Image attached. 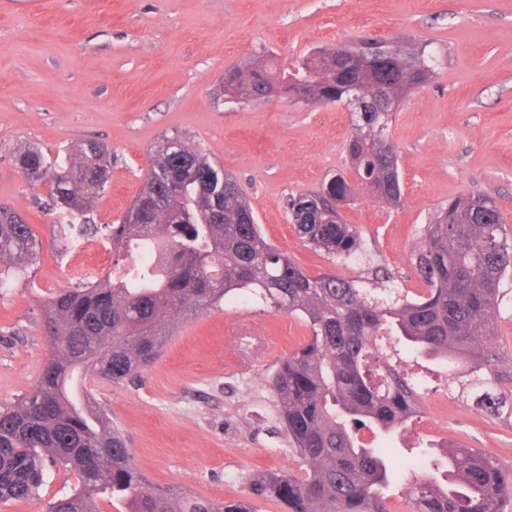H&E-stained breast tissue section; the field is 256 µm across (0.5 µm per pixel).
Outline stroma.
<instances>
[{
	"instance_id": "obj_1",
	"label": "stroma",
	"mask_w": 512,
	"mask_h": 512,
	"mask_svg": "<svg viewBox=\"0 0 512 512\" xmlns=\"http://www.w3.org/2000/svg\"><path fill=\"white\" fill-rule=\"evenodd\" d=\"M364 37L412 40L439 70L391 126L400 205L360 191L342 209L363 252L341 272L370 279L382 268L395 285L422 291L411 253L451 198L489 195L512 234V0H0V203L49 239L48 188L29 183L14 154L30 142L54 159L96 139L112 150V172L91 217L113 223L138 194L151 149L181 134L240 183L269 242L318 275L331 263L301 243L289 201L339 173L354 180L350 106L243 102L220 93L219 81L236 63L284 61ZM97 260L90 249L47 246L25 277L0 289V404L30 390L42 369L43 303L69 287L70 267ZM173 330L132 379L85 380L150 483L224 501L250 499L253 470L299 472L266 381L307 339L304 322L250 297L175 320ZM430 378L420 420L389 442L393 468L417 471L408 449L424 429L436 444L465 441L512 467V428L448 389L442 365L432 364ZM76 485L71 471L49 468L38 498L0 512H45Z\"/></svg>"
}]
</instances>
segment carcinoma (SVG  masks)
<instances>
[{"label": "carcinoma", "mask_w": 512, "mask_h": 512, "mask_svg": "<svg viewBox=\"0 0 512 512\" xmlns=\"http://www.w3.org/2000/svg\"><path fill=\"white\" fill-rule=\"evenodd\" d=\"M399 45V61L379 65L375 55L386 45L373 42L366 67L347 78L334 48L303 55L280 71L239 65L224 71V93L328 105L349 101L347 85H356L371 111L356 113L348 152L361 187L395 207L402 184L390 163L394 114L436 75L424 50L406 40ZM16 162L31 181L48 185L62 215L52 225L51 245L66 249L100 232L89 213L110 180L106 144L81 143L61 162L29 144ZM354 194L339 175L292 200L297 235L334 264L311 276L264 237L223 167L191 143L161 139L138 196L117 223L105 225L115 262L134 250L155 253V261L124 279L101 274L43 305L49 354L34 386L0 405V503L36 497L52 463L73 471L78 487L49 501L46 512H99L96 497L105 492L125 512H252L242 499L218 502L150 487L109 415L77 406L65 387L77 370L113 383L127 380L159 356L173 335L174 315L189 319L254 295L301 319L310 336L268 379L305 475L256 470L247 476L253 497L279 502L286 512H508L512 469L484 449L457 443L438 459L423 456V474L404 479L395 499L385 449L358 437L362 429L389 435L421 414L419 382L400 371L405 357L444 363L448 386L473 393L486 413L512 428V353L498 330L501 309L512 307V292L502 287L512 273L503 215L482 193L451 200L425 225L412 252L424 291L364 288L336 268L362 249L340 211ZM42 248L32 225L0 204V282L5 274L26 273Z\"/></svg>", "instance_id": "cac0c4a2"}]
</instances>
